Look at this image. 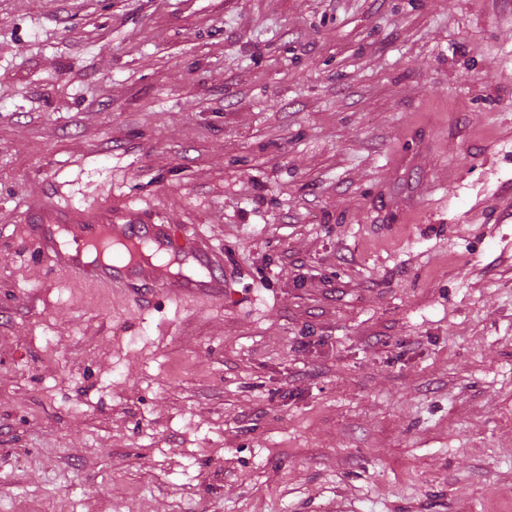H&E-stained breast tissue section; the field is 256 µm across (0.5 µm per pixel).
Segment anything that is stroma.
Segmentation results:
<instances>
[{
	"label": "stroma",
	"instance_id": "1",
	"mask_svg": "<svg viewBox=\"0 0 512 512\" xmlns=\"http://www.w3.org/2000/svg\"><path fill=\"white\" fill-rule=\"evenodd\" d=\"M47 202L223 298L53 270ZM0 512H512V0H0ZM25 223L37 258L84 282L121 288L136 299L161 294L170 298L224 296L223 254L198 234L184 235L181 227L180 243L171 224H147L131 210H81L54 204L27 216ZM100 246L108 250L103 263L97 260ZM190 261L199 267L196 276L172 271L174 265Z\"/></svg>",
	"mask_w": 512,
	"mask_h": 512
}]
</instances>
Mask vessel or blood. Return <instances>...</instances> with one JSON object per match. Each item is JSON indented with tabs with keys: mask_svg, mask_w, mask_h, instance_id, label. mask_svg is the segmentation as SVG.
<instances>
[{
	"mask_svg": "<svg viewBox=\"0 0 512 512\" xmlns=\"http://www.w3.org/2000/svg\"><path fill=\"white\" fill-rule=\"evenodd\" d=\"M37 258L51 268L140 299L224 295L222 254L200 235L175 238L124 209L44 205L26 220Z\"/></svg>",
	"mask_w": 512,
	"mask_h": 512,
	"instance_id": "1",
	"label": "vessel or blood"
}]
</instances>
